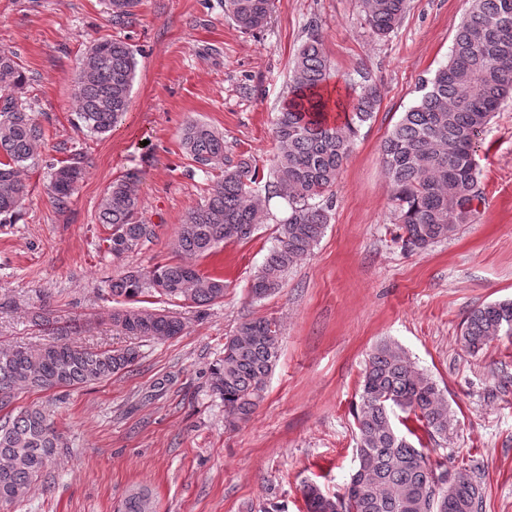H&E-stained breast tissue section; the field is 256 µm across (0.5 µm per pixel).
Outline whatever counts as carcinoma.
Wrapping results in <instances>:
<instances>
[{
	"label": "carcinoma",
	"mask_w": 512,
	"mask_h": 512,
	"mask_svg": "<svg viewBox=\"0 0 512 512\" xmlns=\"http://www.w3.org/2000/svg\"><path fill=\"white\" fill-rule=\"evenodd\" d=\"M138 0H107L112 24L123 25ZM365 21L379 37L389 35L407 10V0H361ZM273 0H224V9L243 33L264 26ZM133 49L121 40H97L75 72L76 112L90 134L112 131L128 111L135 77ZM330 65L321 32L311 27L293 61L288 97L274 121L278 145L268 173L250 160L224 154V134L191 121L181 135L183 150L206 172L222 170L205 203L191 209L171 242L175 259L152 268L130 267L108 284L112 327L132 339H171L183 334L178 313L140 305L153 297L188 308L224 299V279L202 273L192 260L209 255L229 240L250 239L265 223L275 197L288 216L275 225V243L253 275L249 292L265 299L282 288L288 271L322 237L332 207V191L347 160L357 128L372 119L380 89L364 80L343 123L328 118L324 88ZM26 75L11 51L0 50V223L20 214L28 190L21 178L39 164L44 129L14 93ZM418 102L404 113L380 147L381 162L393 187L399 238L412 250L445 240L466 224L481 201L475 145L494 113L512 98V0H470L447 64L425 79ZM45 193L66 208L83 175V158L45 161ZM137 177L109 187L99 210L112 259L122 260L154 235L142 220ZM512 336V300L472 310L464 321L465 347L477 352L501 334ZM135 346L98 351L63 337L36 347L0 348V502L23 500L47 462L65 447L43 408L17 407L19 394L101 382L135 365ZM280 358L276 324L247 319L224 342V356L209 369L212 395L224 404L230 427L247 420L263 400L267 381ZM358 465L341 495L328 496L315 484L302 493L307 512H482L475 468L458 471L455 482L441 479L448 469L430 461L418 431L429 439L448 438V401L429 374L401 346L380 341L360 382L355 413ZM124 512H153L149 491L132 493Z\"/></svg>",
	"instance_id": "obj_1"
}]
</instances>
